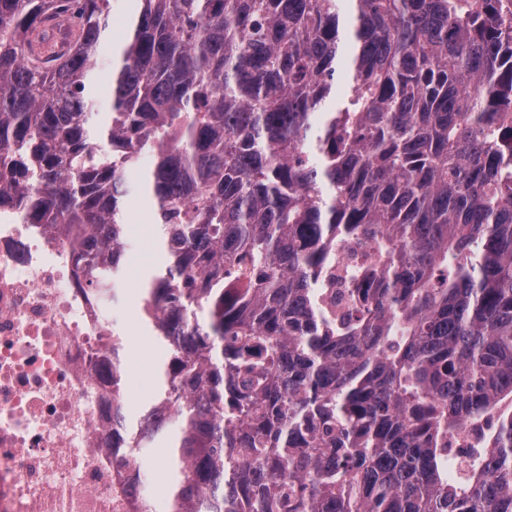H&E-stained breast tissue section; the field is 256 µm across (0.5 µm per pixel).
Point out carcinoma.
<instances>
[{"instance_id":"cac0c4a2","label":"carcinoma","mask_w":512,"mask_h":512,"mask_svg":"<svg viewBox=\"0 0 512 512\" xmlns=\"http://www.w3.org/2000/svg\"><path fill=\"white\" fill-rule=\"evenodd\" d=\"M137 2L101 113L112 0H0V207L87 227L112 301L153 158L123 457L170 441V512H512V0Z\"/></svg>"}]
</instances>
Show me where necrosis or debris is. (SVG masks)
Returning <instances> with one entry per match:
<instances>
[{"label": "necrosis or debris", "mask_w": 512, "mask_h": 512, "mask_svg": "<svg viewBox=\"0 0 512 512\" xmlns=\"http://www.w3.org/2000/svg\"><path fill=\"white\" fill-rule=\"evenodd\" d=\"M80 231L0 211V512H148L112 452V304L72 260Z\"/></svg>", "instance_id": "4bbe7bcc"}]
</instances>
